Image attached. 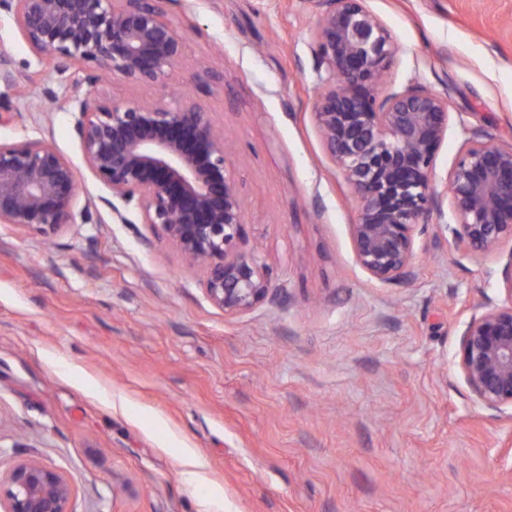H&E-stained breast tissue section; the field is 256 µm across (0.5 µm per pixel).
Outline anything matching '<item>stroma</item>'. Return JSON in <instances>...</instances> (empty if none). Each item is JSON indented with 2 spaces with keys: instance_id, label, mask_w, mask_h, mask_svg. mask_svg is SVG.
<instances>
[{
  "instance_id": "1",
  "label": "stroma",
  "mask_w": 512,
  "mask_h": 512,
  "mask_svg": "<svg viewBox=\"0 0 512 512\" xmlns=\"http://www.w3.org/2000/svg\"><path fill=\"white\" fill-rule=\"evenodd\" d=\"M399 51L387 86L447 96L444 182L466 138L512 143V0H368ZM185 83L233 142L242 250L271 290L227 315L162 229L87 166L69 75L42 71L0 11L1 140L71 164L89 221L52 237L0 224V473L61 472L72 512H512V421L476 405L455 354L473 305L503 304L512 247L463 256L427 225L411 277L373 280L351 241L356 200L313 112L311 0H177ZM167 85L111 79L121 102ZM57 101L44 111L46 90ZM200 477H184L185 456Z\"/></svg>"
}]
</instances>
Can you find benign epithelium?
<instances>
[{
  "label": "benign epithelium",
  "mask_w": 512,
  "mask_h": 512,
  "mask_svg": "<svg viewBox=\"0 0 512 512\" xmlns=\"http://www.w3.org/2000/svg\"><path fill=\"white\" fill-rule=\"evenodd\" d=\"M173 0H0L35 56L73 71L85 88L70 101L84 159L112 190L136 202L183 260L203 273L207 299L226 315L252 310L270 292L265 265L239 249L244 212L228 170L224 133L199 105L117 102L99 96L104 77L153 85L177 68L182 37ZM312 49L323 69L314 119L357 200L351 225L357 264L379 283L411 277L416 237L442 217L466 256L512 243V144L468 138L444 182L436 155L448 131V99L420 84L383 90L398 47L366 0H312ZM69 162L42 140L0 141V224L58 232L76 221ZM474 401L495 417L512 409V302L473 307L455 355ZM71 488L33 459L0 478L3 512H71Z\"/></svg>",
  "instance_id": "1"
}]
</instances>
